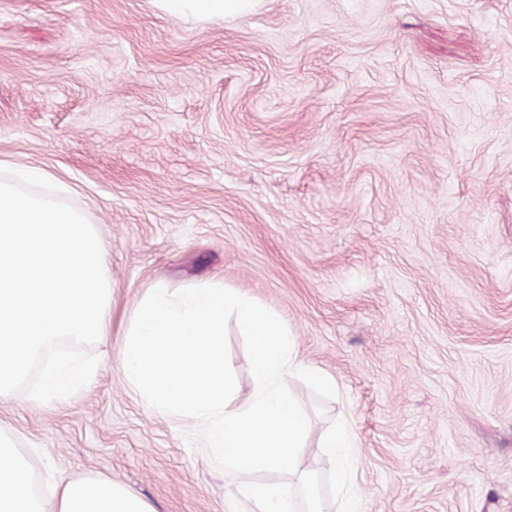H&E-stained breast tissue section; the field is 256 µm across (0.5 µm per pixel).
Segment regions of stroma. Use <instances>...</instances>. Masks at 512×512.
<instances>
[{
    "mask_svg": "<svg viewBox=\"0 0 512 512\" xmlns=\"http://www.w3.org/2000/svg\"><path fill=\"white\" fill-rule=\"evenodd\" d=\"M52 174L98 227L112 331L63 402L0 428L154 512H252L119 362L138 302L213 282L278 312L318 446L351 423L358 512H512V0H0V166ZM234 402L253 388L228 326ZM169 9L180 12L184 4L190 3L191 10L200 15H235L247 8L249 0H166Z\"/></svg>",
    "mask_w": 512,
    "mask_h": 512,
    "instance_id": "1",
    "label": "stroma"
}]
</instances>
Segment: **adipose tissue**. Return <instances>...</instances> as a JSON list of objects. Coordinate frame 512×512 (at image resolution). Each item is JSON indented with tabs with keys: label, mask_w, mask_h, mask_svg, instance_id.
Wrapping results in <instances>:
<instances>
[{
	"label": "adipose tissue",
	"mask_w": 512,
	"mask_h": 512,
	"mask_svg": "<svg viewBox=\"0 0 512 512\" xmlns=\"http://www.w3.org/2000/svg\"><path fill=\"white\" fill-rule=\"evenodd\" d=\"M0 512H153L140 496L109 480H54L48 495L31 490L29 467L0 429Z\"/></svg>",
	"instance_id": "obj_1"
}]
</instances>
